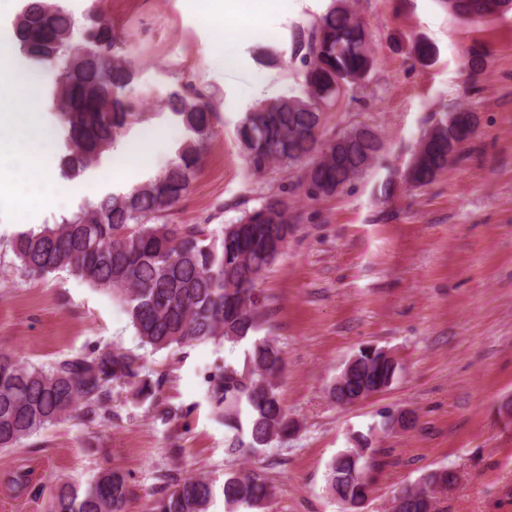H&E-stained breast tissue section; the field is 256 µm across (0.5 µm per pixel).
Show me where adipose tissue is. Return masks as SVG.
Masks as SVG:
<instances>
[{"label": "adipose tissue", "mask_w": 512, "mask_h": 512, "mask_svg": "<svg viewBox=\"0 0 512 512\" xmlns=\"http://www.w3.org/2000/svg\"><path fill=\"white\" fill-rule=\"evenodd\" d=\"M263 14L264 7L256 0H202L201 3V18L214 29L216 41L222 47L260 28ZM11 55L10 47L1 44L0 94L18 98L26 112H35L37 78L27 73L9 76L7 61ZM4 127L8 128L10 136L5 140L0 138V160L19 155L25 158L26 165L15 175L0 173V188L12 191L17 210L23 215L41 202L34 187L46 178L42 160L52 151L53 138L35 121L23 120L6 111L0 113V129Z\"/></svg>", "instance_id": "obj_1"}]
</instances>
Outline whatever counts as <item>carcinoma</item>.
<instances>
[{"instance_id": "1", "label": "carcinoma", "mask_w": 512, "mask_h": 512, "mask_svg": "<svg viewBox=\"0 0 512 512\" xmlns=\"http://www.w3.org/2000/svg\"><path fill=\"white\" fill-rule=\"evenodd\" d=\"M448 12L473 21L512 11V0H446ZM22 57L35 75L52 78V97L63 130L64 173L77 176L98 162L138 113L122 99L133 74L128 52L96 7L77 19L60 0H25L13 23ZM304 91L244 114L236 135L257 174L299 168V184L312 199L330 197L364 175L380 157L382 141L367 125L323 138L324 112L346 87L364 82L375 66L370 36L348 0L295 34ZM172 113L186 131L175 157L153 178L122 193L90 200L58 224L18 233L9 243L16 271L25 277L66 270L120 302L140 348L160 351L194 343L250 342L243 369L226 364L207 378L214 417L235 434L247 433L248 450L288 441L294 430L279 385L283 358L277 341L261 336L264 313L258 283L288 247L297 217L279 194L267 195L231 224H169L167 214L186 196L216 136L215 112L204 95H171ZM469 108L441 112L422 132L403 181L424 187L457 160L474 136ZM353 379L331 385V400L352 402L356 390L390 388L400 371L383 349L358 351ZM165 379H148L144 356L117 344L93 347L41 365L0 352V449L14 448L69 419L84 426L112 421V395L120 385L136 403L149 402L166 423L181 409L162 398ZM384 463L366 436L328 466L331 495L354 508ZM457 480L434 469L395 493L394 512H436L433 492ZM225 512H264L273 486L260 472L224 475ZM127 474L105 469L82 484L59 480L47 512H125ZM214 481L206 476H166L148 512H210Z\"/></svg>"}]
</instances>
